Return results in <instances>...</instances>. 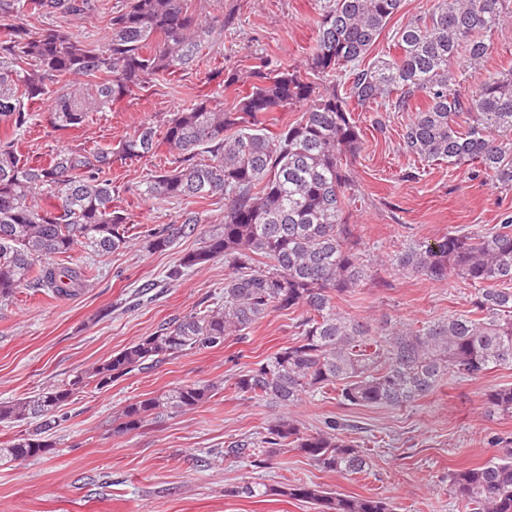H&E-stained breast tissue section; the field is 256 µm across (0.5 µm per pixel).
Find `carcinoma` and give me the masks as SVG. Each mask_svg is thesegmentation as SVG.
<instances>
[{"mask_svg": "<svg viewBox=\"0 0 512 512\" xmlns=\"http://www.w3.org/2000/svg\"><path fill=\"white\" fill-rule=\"evenodd\" d=\"M505 0H434L428 14L392 34L394 54L359 68L402 0H332L313 20L316 38L307 72L265 58L250 71V91H237L230 74L221 92L232 106L206 95L164 124L145 119L117 149H66L32 165L18 152L32 104L50 96V122L63 134L95 112L150 84L199 65L209 41L224 36L228 19L204 16L192 0H129L109 14L106 42L89 48L69 33L17 29L0 40V300L26 288L70 296L88 286L84 248L109 253L126 247L128 216L112 205V165L165 153V167L140 189L155 201L224 198V224L203 232V246L184 254L169 277L179 278L217 258L230 273L224 301L174 318L64 386L0 402V423L34 424L0 462L49 453L48 432L76 392L105 387L135 370L187 351L245 338L274 312H300L299 333L286 347L231 378L227 389L248 399L295 407L306 398L336 394L347 406L410 405L446 376L478 378L512 368V214L489 232L450 231L432 243L415 242L394 259L396 269L442 283L455 275L477 286L468 309L420 326L373 327L342 312L336 299L371 278L350 222L346 193L354 182L349 160L360 148L352 112L384 101L414 117L401 134L403 150L423 161L471 166V177L512 187V70L471 91H451L464 57H487V37L503 26ZM16 18L60 10L84 15L91 0H3ZM321 83H316V80ZM422 104H417L418 99ZM303 109L297 121L268 133L273 112ZM56 198L42 208L37 196ZM196 213L149 234L163 251L198 233ZM63 258L49 263V258ZM217 383L175 387L124 406L118 427L131 431L152 416L187 410L225 389ZM487 405L512 414V388L487 394ZM343 475L367 472L369 454L350 443L335 421L308 431L292 416L276 418L258 440L228 443L224 455L257 467L288 451ZM449 493L466 512H512V448L480 465L448 474ZM275 488L245 483L234 495L263 496ZM288 496L317 512H393L376 496H334L318 485H288Z\"/></svg>", "mask_w": 512, "mask_h": 512, "instance_id": "obj_1", "label": "carcinoma"}]
</instances>
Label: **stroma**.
<instances>
[{
    "mask_svg": "<svg viewBox=\"0 0 512 512\" xmlns=\"http://www.w3.org/2000/svg\"><path fill=\"white\" fill-rule=\"evenodd\" d=\"M82 17L55 14L16 21L0 14V32L22 23L30 35L64 29L92 47L108 35L106 14L126 0H93ZM326 0H194L205 15L231 14L233 24L212 43L199 67L152 83L113 107L93 114L79 129L55 132L48 103L34 105L32 121L19 137V152L33 164L76 146H115L143 119L164 124L194 96L218 90L208 73L236 75L240 88L251 84L257 58L271 57L284 67L304 68L315 37L312 20ZM432 0H403L366 54L365 63L388 55L393 29L427 14ZM492 49L479 64L456 67V89L477 87L488 75L512 69V16L491 38ZM361 149L350 168L357 195L349 208L371 270L370 281L339 306L356 318L417 323L467 308L474 288L452 277L432 283L396 271L393 259L406 244L433 240L448 230H488L512 212V188L472 179L468 167L453 168L406 154L401 132L410 119L384 102L358 110ZM159 159L117 163L112 196L128 215L133 239L107 254L82 249L78 260L91 265L96 279L77 295L51 298L19 290L0 302V402L33 395L153 333L159 326L221 300L229 271L215 260L177 280L169 271L180 258L201 247L194 235L178 238L163 251L146 247L149 230L179 221L194 211L204 229L224 221L220 199L183 202L142 201L139 190L158 170ZM296 315L275 312L254 325L245 339L194 349L152 368L121 377L104 388L76 394L59 413L50 453L23 462L0 464V512H312L309 503L279 495V488L313 482L346 495L380 494L395 512H461L448 493V472L482 463L512 448V415L487 408L485 395L512 386V369L495 368L477 379L446 378L412 405L347 407L316 397L293 408L309 430L325 420H356L360 430L347 439L372 449L367 474L325 472L291 451L254 468L221 455L229 442L258 436L279 416L278 408L231 391L194 409L165 413L133 431L119 430L115 415L123 406L192 383H220L288 346L298 333ZM247 481L276 487L273 495H231Z\"/></svg>",
    "mask_w": 512,
    "mask_h": 512,
    "instance_id": "1",
    "label": "stroma"
}]
</instances>
